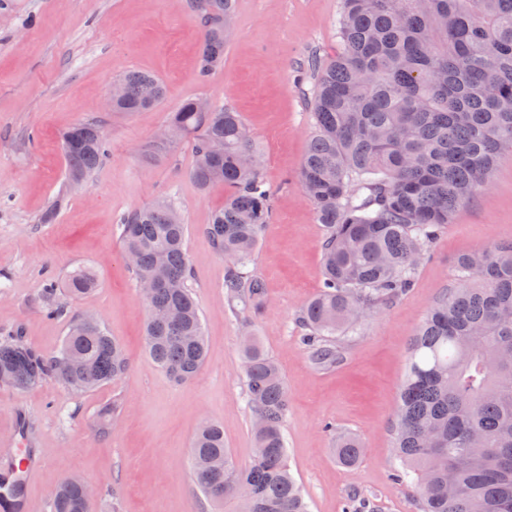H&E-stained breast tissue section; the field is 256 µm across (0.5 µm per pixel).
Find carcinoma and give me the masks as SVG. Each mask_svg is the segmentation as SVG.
I'll return each mask as SVG.
<instances>
[{
    "label": "carcinoma",
    "instance_id": "1",
    "mask_svg": "<svg viewBox=\"0 0 512 512\" xmlns=\"http://www.w3.org/2000/svg\"><path fill=\"white\" fill-rule=\"evenodd\" d=\"M202 34L198 77L224 66L236 0H189ZM339 49L307 72L314 81L316 133L299 172L322 245L323 289L300 310L299 341L312 362L331 367L340 343L365 314L390 306L414 286L416 269L438 230L489 181L512 152V0H342ZM114 112L158 106L164 86L129 71ZM168 124L192 145L190 176L206 190L228 189L205 233L224 255V293L249 328L266 288L248 270L271 215L256 154L238 113L184 102ZM67 181L80 184L107 154L102 127L87 120L62 138ZM123 253H134L137 279L160 280L147 301L150 357L176 382L192 379L206 357L199 309L188 285L187 226L162 201L117 219ZM456 287L417 330L400 391L393 444L413 478L419 512H512V244L465 253ZM98 286L95 273L74 272L73 297ZM245 393L253 452L236 465L224 430L205 422L193 439L194 481L228 507L240 496L251 512H309L290 473L283 426L288 393L276 361L255 334L243 337ZM127 359L95 316H75L61 348L46 358L15 336H0V384L19 390L49 379L83 393L120 378ZM346 467L362 456L351 436L336 442ZM84 482L64 479L50 512H91Z\"/></svg>",
    "mask_w": 512,
    "mask_h": 512
}]
</instances>
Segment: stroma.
Returning <instances> with one entry per match:
<instances>
[{"label": "stroma", "instance_id": "obj_1", "mask_svg": "<svg viewBox=\"0 0 512 512\" xmlns=\"http://www.w3.org/2000/svg\"><path fill=\"white\" fill-rule=\"evenodd\" d=\"M340 9L341 0H237L224 66L203 83L202 42L187 0H0V336L50 356L69 317L93 313L129 361L120 379L79 394L52 380L27 391L0 386V441L26 422L42 459L29 489L31 512H49L51 492L67 477L95 488L94 512H224L191 472L189 451L205 419L223 425L238 465L250 459L243 328L224 300L225 260L205 234L226 191L198 188L189 142L163 155L151 150L171 113L195 97L238 112L259 152L272 216L251 265L268 293L254 330L285 380L283 435L309 512H417L412 488L392 479L401 462L391 427L410 347L431 307L453 288L458 257L512 243V155L438 231L410 292L367 315L335 366L314 365L295 324L322 288L326 234L298 179L316 132L313 82L303 65L335 55ZM132 69L163 81L162 103L109 111L113 84ZM90 119L103 127L107 157L71 190L61 137ZM168 197L188 226L190 286L207 345L204 365L186 383L147 353L148 311L116 226L121 213ZM50 209L56 216L43 223ZM84 267L96 272L97 289L68 295V277ZM50 281L65 316L44 312ZM112 405V420L102 419ZM341 435L363 446L356 466L340 465L332 452Z\"/></svg>", "mask_w": 512, "mask_h": 512}]
</instances>
